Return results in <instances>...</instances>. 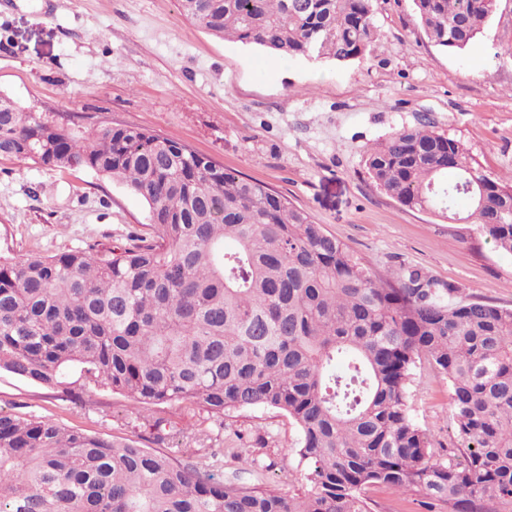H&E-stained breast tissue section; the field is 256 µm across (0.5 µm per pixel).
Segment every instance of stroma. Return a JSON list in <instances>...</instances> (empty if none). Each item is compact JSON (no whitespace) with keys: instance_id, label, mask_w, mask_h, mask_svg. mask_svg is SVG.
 I'll list each match as a JSON object with an SVG mask.
<instances>
[{"instance_id":"obj_1","label":"stroma","mask_w":512,"mask_h":512,"mask_svg":"<svg viewBox=\"0 0 512 512\" xmlns=\"http://www.w3.org/2000/svg\"><path fill=\"white\" fill-rule=\"evenodd\" d=\"M373 6L370 53L339 65L216 38L178 0H0V94L79 137L106 126L158 132L282 193L374 272L421 268L457 299L512 309V255L476 224L402 206L364 165L367 145L427 121L479 171L512 183V0H497L462 52L427 38L411 0ZM147 222L142 199L90 169L0 158L1 258L124 245ZM407 403L430 447H454L448 379L426 358ZM131 407L117 393L0 371V411L152 445ZM223 437L225 479L300 491L299 432L287 416L230 411Z\"/></svg>"}]
</instances>
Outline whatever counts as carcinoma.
<instances>
[{
  "mask_svg": "<svg viewBox=\"0 0 512 512\" xmlns=\"http://www.w3.org/2000/svg\"><path fill=\"white\" fill-rule=\"evenodd\" d=\"M437 46L462 52L496 0H412ZM214 36L285 60L362 59L372 0H179ZM0 157L87 167L147 204L124 247L0 260V370L43 387L71 369L137 412L176 402L224 427L262 407L296 425L303 491L224 480L184 460L220 434L153 419V450L129 436L0 412V512H371L374 485L496 512L512 502V310L455 300L420 269L373 272L262 182L155 132L104 127L74 138L0 94ZM369 177L400 204L459 215L512 254V185L426 124L365 151ZM473 184L474 191L467 189ZM232 241L235 248L224 247ZM448 378L458 446L431 448L406 402L416 358Z\"/></svg>",
  "mask_w": 512,
  "mask_h": 512,
  "instance_id": "obj_1",
  "label": "carcinoma"
}]
</instances>
